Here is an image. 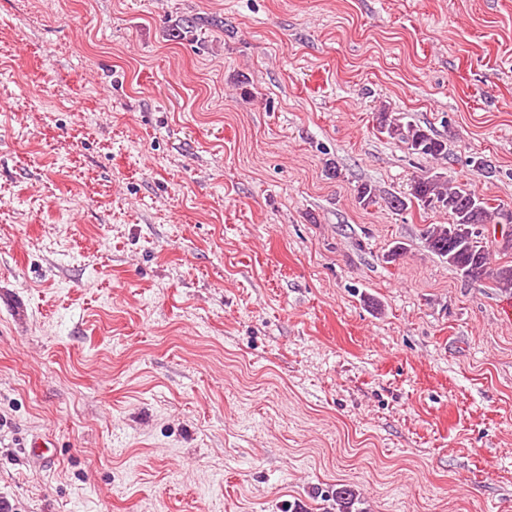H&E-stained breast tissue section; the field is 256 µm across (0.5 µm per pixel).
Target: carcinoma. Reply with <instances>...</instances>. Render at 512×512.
Segmentation results:
<instances>
[{"label": "carcinoma", "mask_w": 512, "mask_h": 512, "mask_svg": "<svg viewBox=\"0 0 512 512\" xmlns=\"http://www.w3.org/2000/svg\"><path fill=\"white\" fill-rule=\"evenodd\" d=\"M380 133L402 143L408 153L426 159L448 157L445 141L432 130L385 109L376 115ZM358 203L364 207L384 201L394 211L415 205L424 210L448 214L446 224H427L422 239L429 252L448 263L462 279L471 283L489 281L504 294H512V265L494 264L483 245L488 224H512V211L491 207L467 182H455L432 168L422 170L402 194L383 196L377 187L364 182L355 189ZM338 512H356L359 494L353 486L338 484L333 491Z\"/></svg>", "instance_id": "1"}]
</instances>
